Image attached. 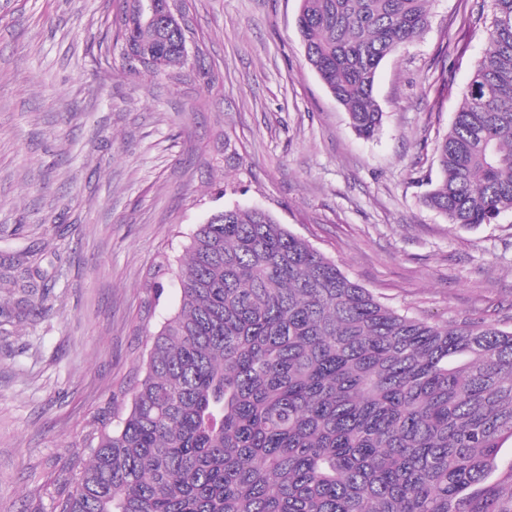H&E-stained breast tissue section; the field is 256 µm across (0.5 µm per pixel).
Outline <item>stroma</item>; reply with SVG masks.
I'll return each instance as SVG.
<instances>
[{"label": "stroma", "mask_w": 512, "mask_h": 512, "mask_svg": "<svg viewBox=\"0 0 512 512\" xmlns=\"http://www.w3.org/2000/svg\"><path fill=\"white\" fill-rule=\"evenodd\" d=\"M482 3L430 0L363 139L306 61L299 0H181L187 57L158 74L108 36L114 0H0V512L73 491L215 211L270 212L400 313L512 329V211L467 228L422 204L485 54ZM29 250L48 273L25 290L9 264Z\"/></svg>", "instance_id": "obj_1"}]
</instances>
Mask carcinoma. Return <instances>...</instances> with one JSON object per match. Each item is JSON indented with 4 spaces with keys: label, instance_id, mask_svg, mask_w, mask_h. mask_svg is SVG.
<instances>
[{
    "label": "carcinoma",
    "instance_id": "carcinoma-1",
    "mask_svg": "<svg viewBox=\"0 0 512 512\" xmlns=\"http://www.w3.org/2000/svg\"><path fill=\"white\" fill-rule=\"evenodd\" d=\"M118 2L126 57L183 61L177 18L134 28ZM428 2L301 0L306 60L358 136L378 133V69ZM490 7L423 198L465 227L512 211V0ZM179 280L128 411L98 419L60 512H512V330L407 317L260 209L211 214Z\"/></svg>",
    "mask_w": 512,
    "mask_h": 512
}]
</instances>
